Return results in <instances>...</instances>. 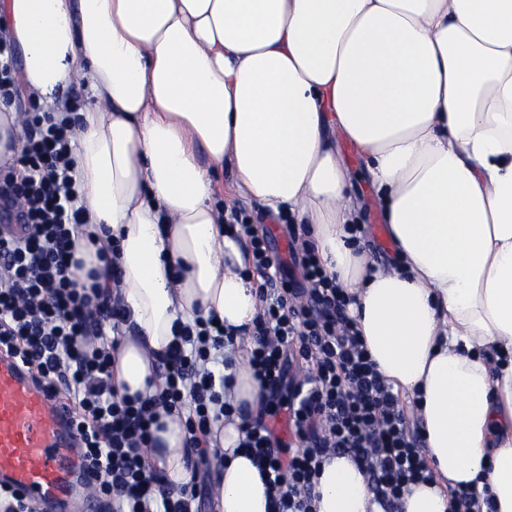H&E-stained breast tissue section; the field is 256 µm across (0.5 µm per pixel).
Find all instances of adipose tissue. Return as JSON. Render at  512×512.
<instances>
[{"mask_svg": "<svg viewBox=\"0 0 512 512\" xmlns=\"http://www.w3.org/2000/svg\"><path fill=\"white\" fill-rule=\"evenodd\" d=\"M0 26L39 105L90 93L74 136L94 240L76 275L116 245L120 394L160 389L175 321L237 329L260 312L215 204L226 169L234 194L306 226L379 372L415 400L434 482L410 485L400 512H452V487L512 512V0H0ZM341 140L376 190L391 263L353 242ZM240 425L212 426L216 512H269ZM185 436L160 413L149 455L176 485ZM315 491L316 512H382L345 455Z\"/></svg>", "mask_w": 512, "mask_h": 512, "instance_id": "ef3b65f1", "label": "adipose tissue"}]
</instances>
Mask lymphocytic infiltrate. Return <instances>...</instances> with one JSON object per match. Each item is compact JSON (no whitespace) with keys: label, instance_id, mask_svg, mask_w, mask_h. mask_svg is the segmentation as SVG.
<instances>
[{"label":"lymphocytic infiltrate","instance_id":"lymphocytic-infiltrate-1","mask_svg":"<svg viewBox=\"0 0 512 512\" xmlns=\"http://www.w3.org/2000/svg\"><path fill=\"white\" fill-rule=\"evenodd\" d=\"M21 95L14 41L0 28V108L17 107ZM21 138L20 153L0 163V216L25 227L22 236L0 237V350L72 404L83 464L106 512H201L195 483L167 482L147 450L158 409L182 412L187 446L210 466L211 427L234 411L223 374L234 363L226 352L233 336L209 320L183 325L162 363L160 391L119 395L111 368L112 336L124 324L120 297L79 285L71 271L83 208L70 126L28 112ZM233 218L263 280L247 360L262 398L244 420L240 446L269 486L272 512H313L322 463L342 454L363 470L383 512H398L404 489L432 483L433 469L349 315L352 297L324 273L307 238L294 237L286 265L243 214ZM283 414L300 445L290 455L276 445Z\"/></svg>","mask_w":512,"mask_h":512}]
</instances>
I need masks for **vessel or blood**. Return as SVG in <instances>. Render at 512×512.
<instances>
[{
  "instance_id": "b4317fda",
  "label": "vessel or blood",
  "mask_w": 512,
  "mask_h": 512,
  "mask_svg": "<svg viewBox=\"0 0 512 512\" xmlns=\"http://www.w3.org/2000/svg\"><path fill=\"white\" fill-rule=\"evenodd\" d=\"M81 465L68 407L40 390L17 359L0 353V484L60 512L68 497L93 491L95 477Z\"/></svg>"
}]
</instances>
